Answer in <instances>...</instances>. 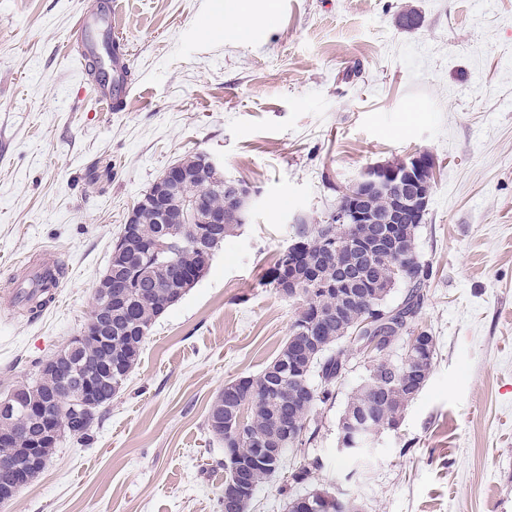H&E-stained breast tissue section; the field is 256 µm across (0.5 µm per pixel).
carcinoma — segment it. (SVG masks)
I'll list each match as a JSON object with an SVG mask.
<instances>
[{
  "label": "carcinoma",
  "instance_id": "cac0c4a2",
  "mask_svg": "<svg viewBox=\"0 0 512 512\" xmlns=\"http://www.w3.org/2000/svg\"><path fill=\"white\" fill-rule=\"evenodd\" d=\"M196 156L181 161L191 173V179L177 186L170 195L172 208L185 207L190 199L201 201V205L224 212V223L208 227V249L215 252L224 240L235 234L245 223L248 211L241 203L218 185L209 173H199ZM142 222L136 225L140 236L156 240L161 248L142 253L136 249L126 250L115 270L118 283L112 286V358L119 362L113 367L112 384L105 389L117 394L134 370L141 355L142 344L152 325L170 307L175 305L193 287L189 282L174 284L157 275L154 268L161 262L180 257V246L173 242L170 224L155 222L150 210L141 212ZM325 234L320 225L300 224L296 230L291 250L305 257L318 260L320 276L316 279L300 271L295 278L297 296L304 301L302 317L293 322L288 339L277 356L260 372L240 377L225 384L212 402L208 418V430L224 443V457L238 455L247 457L258 437L276 436L275 447L283 453L311 442L316 431H307L306 423L321 404L333 399L337 380L346 371L345 361L351 351V328L359 314L367 309V302L376 304L390 318L378 322L373 329L364 332L371 340H378L379 349L391 342L394 336L406 332L413 323L422 304V288L428 277V267L421 261L406 259L399 280L406 283L408 291L398 305L390 307L387 298L394 283L390 280L391 268L398 264V257L385 253L374 262L370 277L372 295L361 302L343 321L324 320L316 311H326L336 306V294L322 289V284L336 279V268L331 252L322 247ZM288 282V271L277 260L270 273L269 284L276 293ZM99 354L96 342L86 341L74 352L72 362L76 369L83 367ZM408 357L398 360L381 357L367 370L348 402L339 420L340 442L344 448L359 445L367 447L364 439L355 431L354 425L366 418L374 421L373 436L385 430L399 427L405 401V386L414 378L404 375ZM288 383V399L307 386L311 394L295 404H281L277 392L283 383ZM294 415L291 427L275 434L279 415ZM284 460L272 459L257 467L255 485L267 483L281 470Z\"/></svg>",
  "mask_w": 512,
  "mask_h": 512
}]
</instances>
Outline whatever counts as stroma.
<instances>
[{"label":"stroma","mask_w":512,"mask_h":512,"mask_svg":"<svg viewBox=\"0 0 512 512\" xmlns=\"http://www.w3.org/2000/svg\"><path fill=\"white\" fill-rule=\"evenodd\" d=\"M97 3L0 0V289L48 250L68 267L38 321L0 310V396L80 333L129 212L170 166L207 154L253 199L91 440L64 441L0 512H220L209 405L274 359L300 306L267 286L274 261L368 166L416 152L435 161L415 319L430 378L397 430L342 453L353 362L249 512H287L310 486L362 512H512V0H119L135 85L115 111L71 56ZM316 459L310 485L288 484Z\"/></svg>","instance_id":"35a3bbf8"}]
</instances>
